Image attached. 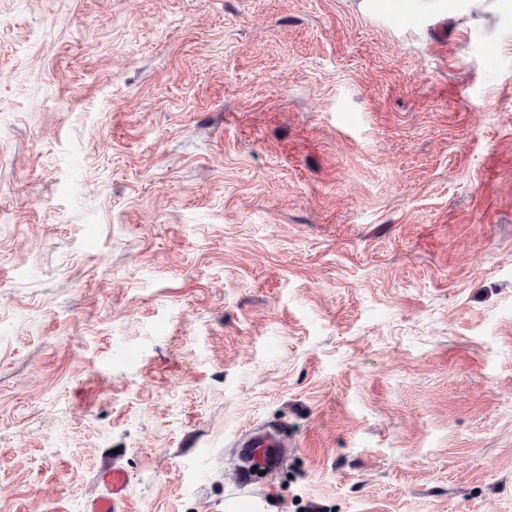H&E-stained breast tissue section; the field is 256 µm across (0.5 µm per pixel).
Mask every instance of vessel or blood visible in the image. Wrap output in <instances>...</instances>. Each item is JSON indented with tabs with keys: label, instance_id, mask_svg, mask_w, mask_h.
<instances>
[{
	"label": "vessel or blood",
	"instance_id": "b4317fda",
	"mask_svg": "<svg viewBox=\"0 0 512 512\" xmlns=\"http://www.w3.org/2000/svg\"><path fill=\"white\" fill-rule=\"evenodd\" d=\"M286 446L282 434L276 430L253 433L240 440L238 455L243 466L238 472L239 484L247 494L233 504L234 512H256V501L249 491L254 487V470H275L283 461ZM100 491L88 499L85 512H127L129 477L119 465L102 467L97 473Z\"/></svg>",
	"mask_w": 512,
	"mask_h": 512
}]
</instances>
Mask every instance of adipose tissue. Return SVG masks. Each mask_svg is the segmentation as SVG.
<instances>
[{
    "instance_id": "1",
    "label": "adipose tissue",
    "mask_w": 512,
    "mask_h": 512,
    "mask_svg": "<svg viewBox=\"0 0 512 512\" xmlns=\"http://www.w3.org/2000/svg\"><path fill=\"white\" fill-rule=\"evenodd\" d=\"M359 12L378 16L402 13L436 23L461 20L472 27H486L490 20L512 23V0H354Z\"/></svg>"
}]
</instances>
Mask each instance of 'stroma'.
Here are the masks:
<instances>
[{"instance_id": "1", "label": "stroma", "mask_w": 512, "mask_h": 512, "mask_svg": "<svg viewBox=\"0 0 512 512\" xmlns=\"http://www.w3.org/2000/svg\"><path fill=\"white\" fill-rule=\"evenodd\" d=\"M512 512V25L0 0V512ZM285 440L278 430L255 432L239 441L238 455L244 466L238 471V483L248 491L255 489L252 468L275 470L283 461ZM100 491L88 499L85 512H126L129 477L126 469L112 463L103 466L97 473Z\"/></svg>"}]
</instances>
